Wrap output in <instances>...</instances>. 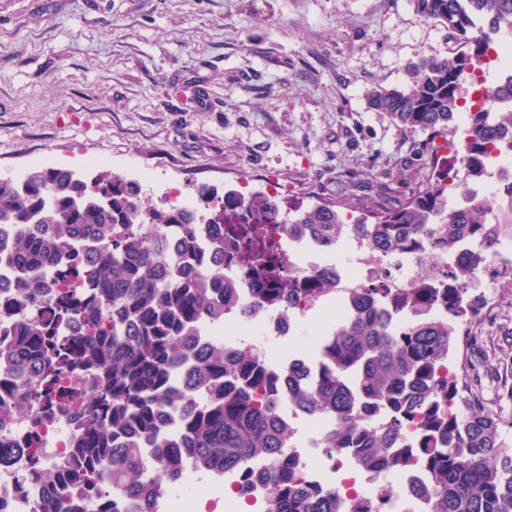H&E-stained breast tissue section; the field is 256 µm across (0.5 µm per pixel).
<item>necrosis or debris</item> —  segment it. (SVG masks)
<instances>
[{
	"instance_id": "1",
	"label": "necrosis or debris",
	"mask_w": 512,
	"mask_h": 512,
	"mask_svg": "<svg viewBox=\"0 0 512 512\" xmlns=\"http://www.w3.org/2000/svg\"><path fill=\"white\" fill-rule=\"evenodd\" d=\"M281 209L287 201H280ZM279 213L265 219L266 237L271 247L286 254L293 273L304 274L323 268L320 251L301 246L299 240L288 235L281 224ZM512 258V240L497 251H481L470 236H462L451 253L428 249L401 254L378 253L350 239L341 259L333 263L336 273V309L328 314L324 328H332L356 307L352 295L357 289L374 285L379 275H386V287L401 290L424 281L436 288L453 287L450 271L456 260L471 262L475 278L468 286L469 295L483 296L486 306L495 303L493 289L498 281L493 274L506 258ZM307 314L302 308H288L286 303L271 302L248 310L237 307L224 314L223 322L205 323L198 331L203 340L224 344L225 348H251L260 360L276 372L291 368L311 369L309 349H293L285 357L275 356L274 344L292 340L305 328ZM83 398H75L66 411L60 412L38 404L28 417L11 415L0 417V442L18 443L27 447V454L12 458L0 466V512H38L44 489L36 482L30 450L42 451L41 462L50 465L58 456L66 454L73 442L75 416L83 409ZM321 428H314L305 443H292L290 454L296 462V478L300 483L320 488L328 487L327 472L340 473L336 487L343 497L358 501H376L380 512H427L422 493L428 477L421 465L415 464L396 471L368 472L361 469L354 456L336 452L327 455L319 443ZM330 460V471H323L321 463ZM251 481L215 479L206 490L196 483H188L182 490H169L160 496L164 512H241L242 506L259 507L264 504L269 488L257 476L258 466H251Z\"/></svg>"
}]
</instances>
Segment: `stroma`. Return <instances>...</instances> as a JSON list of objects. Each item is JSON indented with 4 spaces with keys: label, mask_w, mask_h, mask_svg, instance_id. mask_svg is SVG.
<instances>
[{
    "label": "stroma",
    "mask_w": 512,
    "mask_h": 512,
    "mask_svg": "<svg viewBox=\"0 0 512 512\" xmlns=\"http://www.w3.org/2000/svg\"><path fill=\"white\" fill-rule=\"evenodd\" d=\"M409 0H0V177L109 172L157 200L282 185L297 203L374 196L415 138L366 107L452 52ZM474 392L512 422V301L481 313Z\"/></svg>",
    "instance_id": "stroma-1"
}]
</instances>
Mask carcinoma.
Returning a JSON list of instances; mask_svg holds the SVG:
<instances>
[{
  "label": "carcinoma",
  "instance_id": "cac0c4a2",
  "mask_svg": "<svg viewBox=\"0 0 512 512\" xmlns=\"http://www.w3.org/2000/svg\"><path fill=\"white\" fill-rule=\"evenodd\" d=\"M422 18L444 25L467 51L433 56L406 67L402 90L366 94L370 110L406 136L423 134L429 152L418 150L397 186L384 183L359 215L346 221L348 202L320 200L296 205L283 216L288 233L310 237L329 250L348 232L371 248L398 253L426 246L449 251L469 233L487 249L512 237V202L482 201L448 206V172L439 150H454L460 166L457 189L466 192L485 179L494 151L512 150V67L499 83V105L479 104L487 59L498 38L512 37V0H410ZM471 80L469 98L461 85ZM466 142L454 148L460 115ZM441 139L444 144L437 145ZM214 189H196L198 209H167L144 199L138 182L101 175L90 182L76 172L34 166L20 178H0V225L10 229L0 243V268L28 303L54 274L78 281L82 296L61 294L44 314L14 322L0 342V368L13 376L0 412L29 411L31 403L59 402L62 370L84 366L95 372L87 407L79 420L75 450L38 471L50 489L40 512H57L70 483L97 493V512H121L126 502L148 493L141 443L155 448L153 489L178 481L184 461L206 473L234 472L257 461L270 488L266 512H374L332 490L324 496L290 478L287 425L279 417L282 377L248 349L227 352L210 345L190 354L194 326L220 322L238 302L224 272L203 261V226L225 228L212 248L240 254L248 266L252 305L288 297L291 305H316L336 295L332 271H317L300 286L288 260L264 245L265 214L277 203L254 195V224H224V211L210 210ZM180 227L178 253L170 262L163 228ZM472 266L459 261L452 279L460 289L425 285L395 292L377 284L360 289L367 311L345 319L323 338L316 372L303 385L288 384V398L310 415L327 417L322 436L329 451L354 448L367 470H396L410 462L399 449L408 423L422 432L420 456L430 472L428 512H512V432L480 403L467 370L448 372L464 338L459 319L476 314L477 300L463 308L453 301L466 292ZM440 303L441 317H415L396 330L377 310L410 305L413 313ZM205 389L197 410L191 400ZM166 416L182 420L183 442L166 445L160 431Z\"/></svg>",
  "mask_w": 512,
  "mask_h": 512
}]
</instances>
